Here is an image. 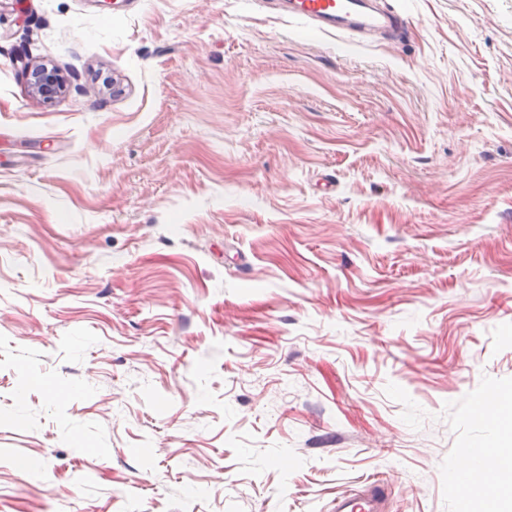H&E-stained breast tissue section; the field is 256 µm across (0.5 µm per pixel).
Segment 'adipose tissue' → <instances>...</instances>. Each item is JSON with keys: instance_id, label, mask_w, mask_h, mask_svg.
I'll return each instance as SVG.
<instances>
[{"instance_id": "ef3b65f1", "label": "adipose tissue", "mask_w": 512, "mask_h": 512, "mask_svg": "<svg viewBox=\"0 0 512 512\" xmlns=\"http://www.w3.org/2000/svg\"><path fill=\"white\" fill-rule=\"evenodd\" d=\"M506 472H512V453L503 451L496 435L476 445L465 464L448 476L461 495L462 512H485Z\"/></svg>"}]
</instances>
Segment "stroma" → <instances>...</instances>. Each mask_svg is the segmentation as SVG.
<instances>
[{
    "label": "stroma",
    "mask_w": 512,
    "mask_h": 512,
    "mask_svg": "<svg viewBox=\"0 0 512 512\" xmlns=\"http://www.w3.org/2000/svg\"><path fill=\"white\" fill-rule=\"evenodd\" d=\"M379 3L0 0V512H459L512 412V0ZM288 11L321 24L323 31L395 28L399 20L392 12L371 8L374 0H292ZM61 84L63 85V79L60 74L56 70L47 67L37 69L33 73L32 82L30 83L32 92L42 97H50L55 94ZM492 405L482 404L478 415L491 426L494 434L491 438L474 446L463 466L448 475V482L458 490L462 498L463 512H484L500 484L504 472H512V453H505L497 436L499 428L506 420L496 398ZM382 496L376 489L349 496H337L332 512H382Z\"/></svg>",
    "instance_id": "35a3bbf8"
}]
</instances>
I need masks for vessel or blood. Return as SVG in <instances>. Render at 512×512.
I'll return each mask as SVG.
<instances>
[{"label": "vessel or blood", "mask_w": 512, "mask_h": 512, "mask_svg": "<svg viewBox=\"0 0 512 512\" xmlns=\"http://www.w3.org/2000/svg\"><path fill=\"white\" fill-rule=\"evenodd\" d=\"M372 0H289L288 10L320 23L323 31L394 28L399 20L393 13L372 9ZM382 496L370 489L333 501L332 512H382Z\"/></svg>", "instance_id": "1"}]
</instances>
